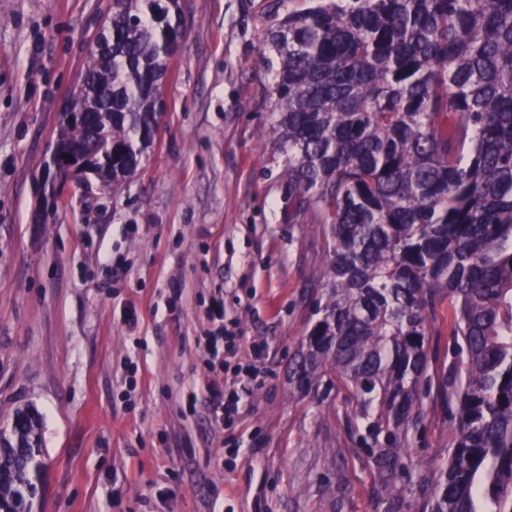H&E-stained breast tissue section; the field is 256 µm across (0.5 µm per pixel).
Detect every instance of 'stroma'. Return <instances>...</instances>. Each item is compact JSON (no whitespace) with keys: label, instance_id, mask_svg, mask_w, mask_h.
<instances>
[{"label":"stroma","instance_id":"35a3bbf8","mask_svg":"<svg viewBox=\"0 0 512 512\" xmlns=\"http://www.w3.org/2000/svg\"><path fill=\"white\" fill-rule=\"evenodd\" d=\"M273 3L181 0L186 39L141 170L117 194L89 178L49 211L35 182L110 0H0V428L41 415V512H397L344 396L288 391L325 242L258 143ZM216 300L237 339L215 377L198 339ZM214 381L241 397L232 425L209 408ZM452 438L431 406L408 446L435 465Z\"/></svg>","mask_w":512,"mask_h":512}]
</instances>
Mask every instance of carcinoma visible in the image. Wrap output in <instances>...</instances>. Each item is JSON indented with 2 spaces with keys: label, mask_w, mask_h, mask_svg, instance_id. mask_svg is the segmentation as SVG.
I'll list each match as a JSON object with an SVG mask.
<instances>
[{
  "label": "carcinoma",
  "mask_w": 512,
  "mask_h": 512,
  "mask_svg": "<svg viewBox=\"0 0 512 512\" xmlns=\"http://www.w3.org/2000/svg\"><path fill=\"white\" fill-rule=\"evenodd\" d=\"M307 2L262 43L260 139L326 247L288 388L345 394L381 489L417 486L414 512H512V0ZM184 38L180 0H112L61 114L57 178L73 163L115 191L137 173ZM445 300L453 353L434 372ZM432 391L455 435L436 466L405 446ZM41 456L21 409L0 429V507L34 512Z\"/></svg>",
  "instance_id": "carcinoma-1"
}]
</instances>
